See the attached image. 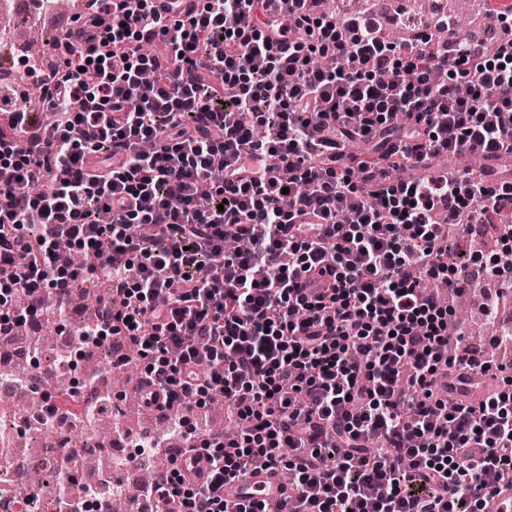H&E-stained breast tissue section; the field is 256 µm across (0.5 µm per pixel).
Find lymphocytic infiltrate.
<instances>
[{
	"label": "lymphocytic infiltrate",
	"mask_w": 512,
	"mask_h": 512,
	"mask_svg": "<svg viewBox=\"0 0 512 512\" xmlns=\"http://www.w3.org/2000/svg\"><path fill=\"white\" fill-rule=\"evenodd\" d=\"M90 0L84 44L54 68L17 76L49 117L38 125L0 84V334L43 314L68 318L76 288L110 284L79 348L124 336L163 394L169 432L207 463L177 462L141 488V512H269L227 506L247 468L290 473L289 512H483L479 491L512 471V390L477 407L437 383L486 353L448 351L451 309L418 282L463 292L444 260L448 225L475 208L512 209V181L489 171L392 179L438 155L512 156V20L496 56L457 21L398 4L336 16L318 0ZM411 30L396 45L387 26ZM319 55L336 65L320 69ZM365 143L342 160L321 149ZM211 190L206 207L195 196ZM243 238L247 250L224 243ZM238 433L198 434L214 393ZM47 425L98 417L44 390Z\"/></svg>",
	"instance_id": "obj_1"
}]
</instances>
